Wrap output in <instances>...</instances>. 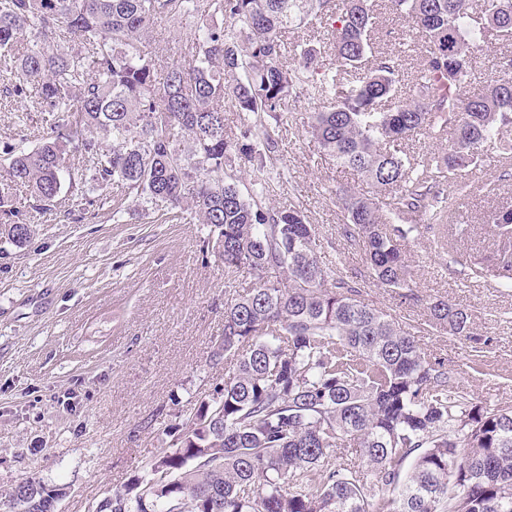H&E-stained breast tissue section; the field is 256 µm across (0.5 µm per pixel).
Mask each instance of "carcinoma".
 Wrapping results in <instances>:
<instances>
[{"label": "carcinoma", "instance_id": "cac0c4a2", "mask_svg": "<svg viewBox=\"0 0 512 512\" xmlns=\"http://www.w3.org/2000/svg\"><path fill=\"white\" fill-rule=\"evenodd\" d=\"M381 10L417 34L409 84L401 56L376 47ZM328 20V45L284 42ZM159 27L179 59L146 50ZM488 36L512 39V0L476 15L467 0H0V56L13 60L0 100L42 114L36 134L0 144V235L31 237L15 186L46 211L64 190L90 204L86 187L112 185L114 222L134 210L205 224L224 278L251 279L224 302L223 388L96 512H512V406L474 401L445 359L362 299L363 279L320 261L305 215L274 201L288 184L281 133L295 125L377 189L336 194L341 236L365 250L374 285L418 305L401 243L421 225L395 219L428 212L446 239L448 183L488 143L512 165V56L467 91L471 46ZM302 92L321 110L295 111ZM450 130L448 148L414 151ZM486 223L512 239L511 206ZM426 309L436 331L488 346L466 309L444 297ZM62 496L24 479L0 507L56 512Z\"/></svg>", "mask_w": 512, "mask_h": 512}]
</instances>
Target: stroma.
Here are the masks:
<instances>
[{"mask_svg":"<svg viewBox=\"0 0 512 512\" xmlns=\"http://www.w3.org/2000/svg\"><path fill=\"white\" fill-rule=\"evenodd\" d=\"M511 42H476L470 88L498 80L500 54ZM288 203L319 232V256L350 274L366 270L362 248L338 233L340 188L364 195L374 186L337 170L305 133L283 135ZM470 194L459 219L469 226L453 249L422 230L404 247L422 299L442 296L472 315L489 345L479 367L470 344L437 333L424 307L398 308L389 292L367 284L365 301L399 314L421 346L453 365L476 401L512 405V293L498 287L503 261L486 214L512 205V174L489 164L461 173ZM14 205L34 235L0 242V490L33 476L64 487L57 512H95L109 490L137 473L148 452L185 418L197 399L224 383L213 357L224 319V270L203 255L209 229L79 208L61 193L53 212L31 207L26 191Z\"/></svg>","mask_w":512,"mask_h":512,"instance_id":"35a3bbf8","label":"stroma"}]
</instances>
